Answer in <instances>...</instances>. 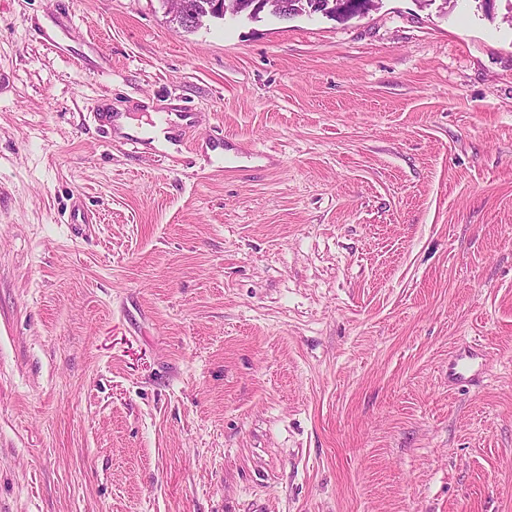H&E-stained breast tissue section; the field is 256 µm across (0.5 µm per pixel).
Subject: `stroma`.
Instances as JSON below:
<instances>
[{
    "label": "stroma",
    "mask_w": 512,
    "mask_h": 512,
    "mask_svg": "<svg viewBox=\"0 0 512 512\" xmlns=\"http://www.w3.org/2000/svg\"><path fill=\"white\" fill-rule=\"evenodd\" d=\"M0 512H512V0H0ZM185 1L189 4V8L191 9V11H194L200 18V22L191 28L183 26L181 20L179 19V17H177V16H181L184 19V21L187 22L188 25L192 24V22H193V18L191 17L190 13L188 12V10L186 8L187 4ZM185 1L167 0V5H168L170 12L173 15H175L173 18V21L176 22L178 27H181L182 29H184L186 31H189V30L199 27L202 24L203 18H205V17L224 19L226 16V14H225L223 18H220V17L211 15V13L209 12L210 0H185ZM98 117L102 134L103 136H105L106 139L110 141L112 140V132L115 127H119L122 133H128L125 135L130 136V138L137 139L133 135H130L138 131V128L133 124V122L130 119L121 117L117 120V116L112 112H98ZM477 343L457 350L448 358V382H464L475 376Z\"/></svg>",
    "instance_id": "35a3bbf8"
}]
</instances>
